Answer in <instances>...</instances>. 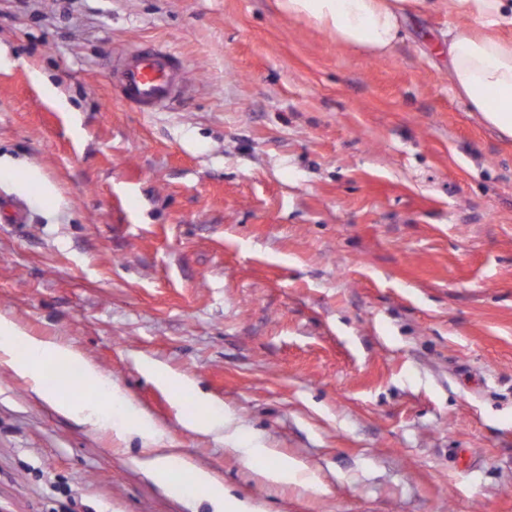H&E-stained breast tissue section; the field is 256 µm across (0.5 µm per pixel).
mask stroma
I'll list each match as a JSON object with an SVG mask.
<instances>
[{"instance_id":"stroma-1","label":"stroma","mask_w":512,"mask_h":512,"mask_svg":"<svg viewBox=\"0 0 512 512\" xmlns=\"http://www.w3.org/2000/svg\"><path fill=\"white\" fill-rule=\"evenodd\" d=\"M455 23L415 0L375 57L276 0H0V315L163 432L0 363V512H188L154 445L252 512H512V140L451 88ZM142 42L183 61L171 110L112 89ZM212 407L312 487L181 418ZM20 344L28 346L27 357H15L14 348ZM0 362L8 364L16 374L28 379L57 412L79 417L96 427L109 425V422H112V411L114 417V408L125 403L120 388L78 352L53 341L29 336L3 315H0ZM50 362L55 363L58 370L61 367L69 368L72 365H79L80 385L96 388L99 400L84 401L69 392L75 388L70 379L67 382L68 386L63 388L44 387L43 368ZM259 469V475L272 481L288 482V480L297 481L302 475L300 469L288 459L281 460L275 467H262Z\"/></svg>"}]
</instances>
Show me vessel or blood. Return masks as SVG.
<instances>
[{"instance_id":"vessel-or-blood-1","label":"vessel or blood","mask_w":512,"mask_h":512,"mask_svg":"<svg viewBox=\"0 0 512 512\" xmlns=\"http://www.w3.org/2000/svg\"><path fill=\"white\" fill-rule=\"evenodd\" d=\"M122 101L141 112H158L172 105L181 93L175 56L151 45L125 51L114 68Z\"/></svg>"}]
</instances>
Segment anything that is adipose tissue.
Returning a JSON list of instances; mask_svg holds the SVG:
<instances>
[{
    "instance_id": "1",
    "label": "adipose tissue",
    "mask_w": 512,
    "mask_h": 512,
    "mask_svg": "<svg viewBox=\"0 0 512 512\" xmlns=\"http://www.w3.org/2000/svg\"><path fill=\"white\" fill-rule=\"evenodd\" d=\"M289 18L305 20L331 32L338 42L375 56L390 52L405 37L413 0H280ZM427 8L447 11L459 18L448 31V72L451 88L470 111L505 138L512 139V40L494 36L496 28L512 25V0H427ZM27 345V357L14 355L17 345ZM0 362L28 379L39 394L62 414L76 416L100 427L109 424L115 407L124 404L120 388L75 350L28 335L0 315ZM81 368L83 386L97 389L98 400L85 401L68 388L42 384L47 363ZM140 468L171 490L190 481L202 491L214 512H247L226 496L224 488L207 471L195 467L171 448L153 449L140 460Z\"/></svg>"
}]
</instances>
